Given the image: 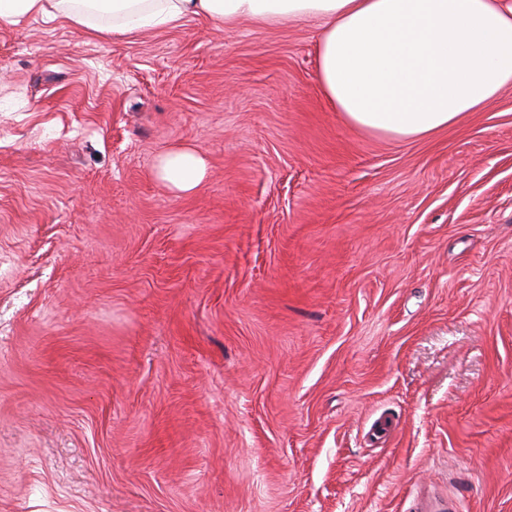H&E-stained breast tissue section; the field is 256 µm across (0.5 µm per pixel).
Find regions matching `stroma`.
Returning a JSON list of instances; mask_svg holds the SVG:
<instances>
[{"label":"stroma","mask_w":512,"mask_h":512,"mask_svg":"<svg viewBox=\"0 0 512 512\" xmlns=\"http://www.w3.org/2000/svg\"><path fill=\"white\" fill-rule=\"evenodd\" d=\"M317 35L0 26V512H512V89L366 134ZM206 172L200 153L192 148H177L162 155L155 165V176L170 189L190 193L202 182Z\"/></svg>","instance_id":"1"}]
</instances>
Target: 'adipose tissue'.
<instances>
[{
  "label": "adipose tissue",
  "mask_w": 512,
  "mask_h": 512,
  "mask_svg": "<svg viewBox=\"0 0 512 512\" xmlns=\"http://www.w3.org/2000/svg\"><path fill=\"white\" fill-rule=\"evenodd\" d=\"M193 16L225 27L317 21L320 94L373 135H431L512 88V0H0V25L65 19L115 37ZM205 172L192 148L155 165L157 179L179 193L194 191Z\"/></svg>",
  "instance_id": "adipose-tissue-1"
}]
</instances>
